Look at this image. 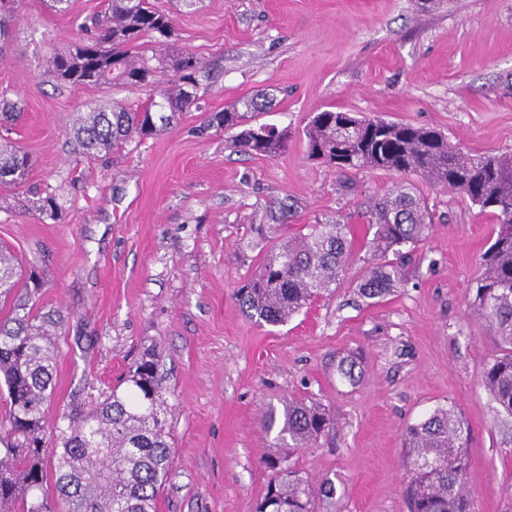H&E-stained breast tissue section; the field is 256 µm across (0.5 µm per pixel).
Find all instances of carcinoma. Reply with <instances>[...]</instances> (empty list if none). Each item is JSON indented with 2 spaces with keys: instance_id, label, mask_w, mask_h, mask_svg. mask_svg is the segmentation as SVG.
<instances>
[{
  "instance_id": "1",
  "label": "carcinoma",
  "mask_w": 512,
  "mask_h": 512,
  "mask_svg": "<svg viewBox=\"0 0 512 512\" xmlns=\"http://www.w3.org/2000/svg\"><path fill=\"white\" fill-rule=\"evenodd\" d=\"M71 51L54 54L50 74L73 87L121 85L152 91L136 105L98 107L76 115L73 130L86 151L118 149L172 128L198 100V62L189 53H169L170 16L150 0H110ZM158 52L142 53L145 43ZM172 73L164 83L161 76ZM272 99L227 106L209 119L212 126L240 129L233 145L275 157L288 148V131L253 125L271 109ZM16 112L0 110V182L26 183L32 159L9 138ZM305 137L309 155L339 170H383L400 177L367 210L375 260L361 283L369 299L386 295L401 276L389 255L425 241L431 215L414 179L466 196L488 214L496 238L482 255L474 311L495 335L498 348L484 366L481 384L512 418V154L463 152L440 132L351 112L323 110L313 115ZM28 207L54 220L61 211L53 193L36 194ZM353 247L350 225L304 224L267 256L259 273L237 290L246 315L259 325L283 324L315 300L334 292ZM22 269L0 248V297L18 287ZM65 322L60 310L44 312L18 299L0 319V384L7 391L0 414V512H156L173 457L169 443L167 388L158 359L147 352L121 383L91 404L68 407L54 424L53 466L47 467L46 414L54 396L57 336ZM358 362L343 357L337 373L355 382ZM264 426L279 428L291 448H312L336 430L334 411L318 402L288 400L282 412L267 408ZM470 429L455 408H437L408 425L403 447L410 477L408 512H474L466 488ZM274 472L255 512H317L321 488L299 478L286 460L263 458Z\"/></svg>"
}]
</instances>
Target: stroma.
<instances>
[{"instance_id":"35a3bbf8","label":"stroma","mask_w":512,"mask_h":512,"mask_svg":"<svg viewBox=\"0 0 512 512\" xmlns=\"http://www.w3.org/2000/svg\"><path fill=\"white\" fill-rule=\"evenodd\" d=\"M108 0H16L0 40V98L34 158L31 185L58 194L60 220L24 211L21 188L0 184V246L40 286L42 310H62L49 417L99 399L146 350L167 374L173 468L157 512H253L272 477L268 405L333 407L334 437L286 448L289 465L329 482L317 512H407L401 434L440 406L471 431L466 486L476 512H512V447L481 385L497 349L473 295L494 225L457 193L418 181L434 215L426 242L405 249L392 291L367 299L372 260L364 214L393 185L380 170L339 172L312 159L304 129L330 109L432 127L463 151L512 154V0H153L170 14L175 49L203 73L196 105L161 134L83 154L77 112L137 104L146 91L75 88L46 70L82 37ZM270 92L262 120L288 131L279 156L248 155L209 126L226 104ZM278 231L256 240L269 214ZM349 224L354 248L329 296L280 325H258L236 291L280 239L304 224ZM356 357L349 384L336 362Z\"/></svg>"}]
</instances>
